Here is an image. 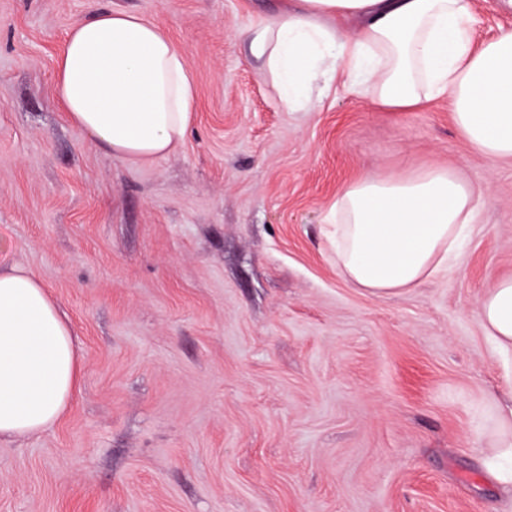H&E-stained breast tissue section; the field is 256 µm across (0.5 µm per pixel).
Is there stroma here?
<instances>
[{
  "mask_svg": "<svg viewBox=\"0 0 512 512\" xmlns=\"http://www.w3.org/2000/svg\"><path fill=\"white\" fill-rule=\"evenodd\" d=\"M274 0H0L1 264L66 312L84 375L52 428L0 441V512H512L481 462L512 354L479 300L512 277V159L472 150L448 97L389 112L340 89L288 110L236 46ZM161 24L197 99L133 160L67 118L54 67L96 6ZM475 41L512 29L474 0ZM456 170L455 263L372 295L325 216L365 174Z\"/></svg>",
  "mask_w": 512,
  "mask_h": 512,
  "instance_id": "35a3bbf8",
  "label": "stroma"
}]
</instances>
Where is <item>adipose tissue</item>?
I'll use <instances>...</instances> for the list:
<instances>
[{
    "label": "adipose tissue",
    "mask_w": 512,
    "mask_h": 512,
    "mask_svg": "<svg viewBox=\"0 0 512 512\" xmlns=\"http://www.w3.org/2000/svg\"><path fill=\"white\" fill-rule=\"evenodd\" d=\"M471 0H282L237 35L281 101L310 111L331 90L412 112L444 94L468 145L512 158V30L474 44ZM55 83L71 123L108 152L163 156L182 142L196 98L174 40L153 20L96 10L72 27ZM475 218L470 186L450 169L382 179L365 175L331 204L336 262L373 295L415 287L456 259ZM488 338L512 350V278L480 301ZM83 365L66 314L41 280L0 267V439L53 426L67 411ZM483 460L512 493V417Z\"/></svg>",
    "instance_id": "ef3b65f1"
}]
</instances>
